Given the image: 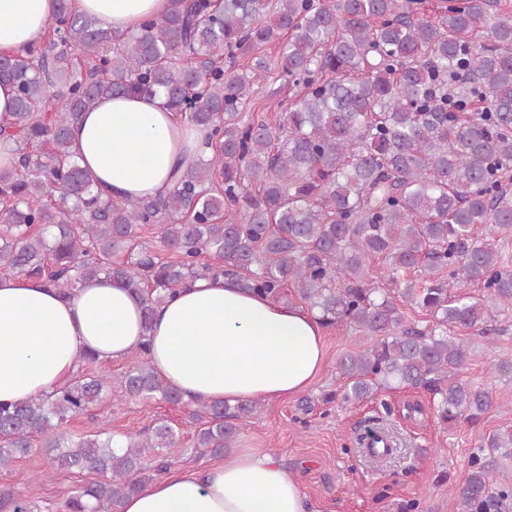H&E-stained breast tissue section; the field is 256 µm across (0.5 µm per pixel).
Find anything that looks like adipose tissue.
Masks as SVG:
<instances>
[{"label":"adipose tissue","instance_id":"obj_1","mask_svg":"<svg viewBox=\"0 0 512 512\" xmlns=\"http://www.w3.org/2000/svg\"><path fill=\"white\" fill-rule=\"evenodd\" d=\"M73 11L118 31L162 16L168 0H71ZM56 0H0V52L38 43ZM206 133L171 112L162 96L101 100L72 130V150L115 200L157 199L201 154ZM142 296L116 279L85 281L63 296L43 281L0 275V402L67 386L80 355L103 364L146 350L160 378L185 397L236 404L306 390L323 368L317 311L244 291L236 281L200 279L156 307L142 325ZM283 464L263 448H238L204 468L172 467L120 512H309Z\"/></svg>","mask_w":512,"mask_h":512}]
</instances>
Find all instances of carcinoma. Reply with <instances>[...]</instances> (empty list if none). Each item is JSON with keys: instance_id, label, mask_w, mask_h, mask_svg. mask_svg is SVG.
<instances>
[{"instance_id": "obj_1", "label": "carcinoma", "mask_w": 512, "mask_h": 512, "mask_svg": "<svg viewBox=\"0 0 512 512\" xmlns=\"http://www.w3.org/2000/svg\"><path fill=\"white\" fill-rule=\"evenodd\" d=\"M424 2L170 0L160 19L119 32L57 0L40 46L0 54V81L16 90L0 137L17 155L0 168V271L66 296L100 275L119 279L144 292L147 332L180 286L235 278L367 338L339 361L343 403L422 386L442 423L478 420L493 400L459 379L468 348L458 332L488 335L492 309L512 305L500 245L512 237V0H444L428 19ZM270 43L280 45L274 59L220 63ZM275 71L292 96L244 114ZM128 92L161 95L207 131L209 153L162 199L100 198L70 151L81 113ZM399 298L426 325L407 324ZM135 357L115 379L90 371L50 395L0 403V472L38 444L53 466L100 476L66 512H119L172 466L163 449L177 429L158 418L116 448L111 436L67 438L71 418L116 393L157 399L187 413L201 457L224 454L238 421L260 408L186 400L146 351ZM370 436V456L390 454L386 432ZM508 459L512 428L472 455L461 512L512 500V487L496 486ZM14 494L0 488V508L30 512Z\"/></svg>"}]
</instances>
